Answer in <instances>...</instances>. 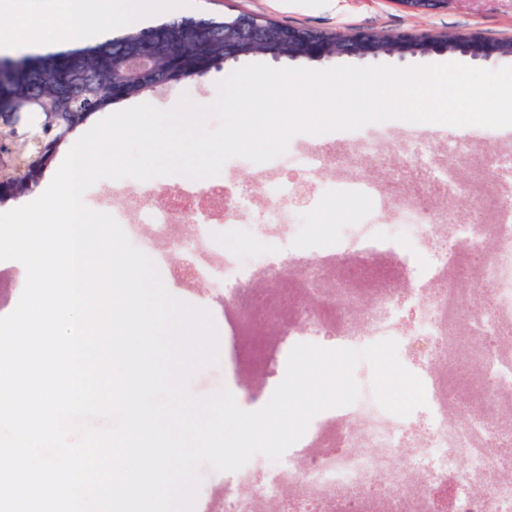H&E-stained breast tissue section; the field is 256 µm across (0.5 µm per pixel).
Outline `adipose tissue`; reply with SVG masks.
<instances>
[{"label":"adipose tissue","instance_id":"obj_1","mask_svg":"<svg viewBox=\"0 0 512 512\" xmlns=\"http://www.w3.org/2000/svg\"><path fill=\"white\" fill-rule=\"evenodd\" d=\"M171 7V0H53L39 22L18 16L1 23L0 53H25L38 45L88 42Z\"/></svg>","mask_w":512,"mask_h":512}]
</instances>
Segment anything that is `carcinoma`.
<instances>
[{
	"instance_id": "carcinoma-1",
	"label": "carcinoma",
	"mask_w": 512,
	"mask_h": 512,
	"mask_svg": "<svg viewBox=\"0 0 512 512\" xmlns=\"http://www.w3.org/2000/svg\"><path fill=\"white\" fill-rule=\"evenodd\" d=\"M259 26L278 31L283 40L299 35L330 49L341 34L283 25L239 13L223 17L182 16L132 27L75 48H56L18 57L0 56V113L31 103L57 113L55 126L41 130L38 148L20 154L19 164L0 177V196L19 197L38 186L52 155L92 115L117 103L173 87L188 75L202 77L224 61V25ZM153 56V67L142 74L127 68L131 55Z\"/></svg>"
}]
</instances>
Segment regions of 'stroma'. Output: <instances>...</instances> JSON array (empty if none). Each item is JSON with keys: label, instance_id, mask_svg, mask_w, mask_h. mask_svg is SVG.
<instances>
[{"label": "stroma", "instance_id": "35a3bbf8", "mask_svg": "<svg viewBox=\"0 0 512 512\" xmlns=\"http://www.w3.org/2000/svg\"><path fill=\"white\" fill-rule=\"evenodd\" d=\"M247 12L276 20L282 24L314 28L323 31L345 32L354 29L391 34L480 32L492 40L512 38V0H450L446 9L411 14L399 9L391 0H177L173 13L177 16L216 15ZM237 62L223 65L206 77L180 85L162 88L149 94V102L160 109L177 105L181 96L206 105L217 95V84L237 69ZM364 134L386 136L393 149H403L406 142L430 135L437 147L443 148L453 140L468 137L480 142L487 153L493 154L512 146V127L486 128L480 126L452 127L427 123L416 125L400 120L364 127ZM255 163H242L234 158L226 162L221 175L232 183L246 186L256 207L241 216L244 224H254L262 216L265 205L266 180L257 174ZM284 213L303 233L340 234L345 225L400 224L404 217L397 209H375L370 198L350 192L346 186H326L313 189L306 203L286 204ZM263 378L236 376L227 359L197 372L189 382V391L204 397L221 389L239 394L241 388H267Z\"/></svg>", "mask_w": 512, "mask_h": 512}]
</instances>
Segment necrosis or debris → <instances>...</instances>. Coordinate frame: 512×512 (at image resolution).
<instances>
[{
  "label": "necrosis or debris",
  "instance_id": "obj_1",
  "mask_svg": "<svg viewBox=\"0 0 512 512\" xmlns=\"http://www.w3.org/2000/svg\"><path fill=\"white\" fill-rule=\"evenodd\" d=\"M366 156L380 166L377 179L363 172ZM299 167L306 182L335 177L395 208L464 193L495 218L458 216L450 234L437 214L404 225L413 242L405 250L378 224H350L327 241L297 237L282 211L296 186L277 176L259 224L240 223L252 200L225 181L184 184L161 207L147 193L103 197L101 207L177 285H213L237 371L272 380L296 344L392 339L425 387L426 406L405 417L365 396L319 413L263 472L246 466L214 480L197 512H261L272 497L280 512H512V154L486 156L473 140L439 151L425 140L395 156L385 142L361 139L337 155L309 150ZM130 205L140 214L134 224ZM241 235L268 243L271 256L256 265L229 250ZM173 251L187 272L172 270ZM262 276L269 287H257Z\"/></svg>",
  "mask_w": 512,
  "mask_h": 512
}]
</instances>
